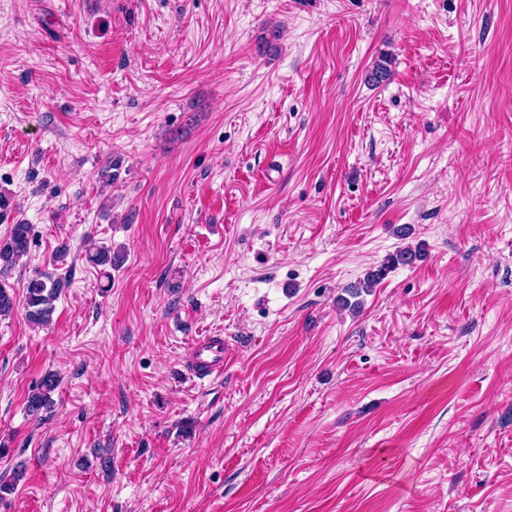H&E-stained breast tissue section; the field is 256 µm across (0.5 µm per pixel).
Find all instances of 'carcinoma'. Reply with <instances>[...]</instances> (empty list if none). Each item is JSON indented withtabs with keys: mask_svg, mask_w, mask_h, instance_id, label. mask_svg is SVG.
<instances>
[{
	"mask_svg": "<svg viewBox=\"0 0 512 512\" xmlns=\"http://www.w3.org/2000/svg\"><path fill=\"white\" fill-rule=\"evenodd\" d=\"M31 246V226L20 220L13 225L8 239L0 240V279L7 276L9 271L28 256ZM422 253L419 248L404 247L378 266L369 269L362 281L345 289V295L339 298V304L351 310L361 307L358 297L369 293L378 286L391 269L398 265L410 266L420 260ZM87 260L98 267H118L123 262V256L112 251L105 245H94L86 253ZM67 282L60 277L41 273L32 278L27 285L23 304H17L14 294L0 282V317H9L17 308H23L25 317L33 325L48 326L55 312V301L59 298ZM59 379L54 373L45 374L37 387L29 394L27 409L31 414H37L50 409L54 400L53 393L57 389Z\"/></svg>",
	"mask_w": 512,
	"mask_h": 512,
	"instance_id": "cac0c4a2",
	"label": "carcinoma"
}]
</instances>
